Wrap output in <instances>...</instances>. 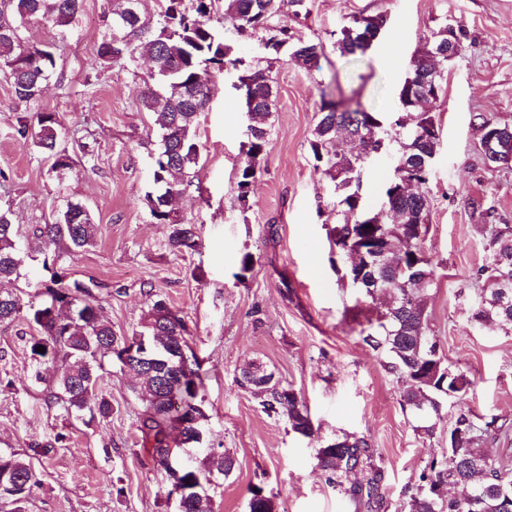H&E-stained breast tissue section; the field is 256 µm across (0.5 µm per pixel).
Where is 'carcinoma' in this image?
Returning a JSON list of instances; mask_svg holds the SVG:
<instances>
[{"label": "carcinoma", "mask_w": 512, "mask_h": 512, "mask_svg": "<svg viewBox=\"0 0 512 512\" xmlns=\"http://www.w3.org/2000/svg\"><path fill=\"white\" fill-rule=\"evenodd\" d=\"M83 0H3L0 3V67L8 70L14 96L21 102L37 99L43 85L56 70L50 48L30 46L20 29L40 23L64 29L82 8ZM305 0H224L221 20L234 23L238 35L250 40L254 58L270 59L285 47H292L291 58L304 69H320L324 55L322 42L294 39L287 26H274L272 20L287 6L299 16ZM136 0H112V18L124 35L117 39L104 34L97 49L100 66L122 67L146 55L152 61L151 79L158 86L145 85L142 110L151 117L160 133L152 157L153 188L144 197L153 223L164 226L166 244L175 255L191 253L199 246L194 224L178 219L172 202L192 183L199 159L197 126L199 116L210 100L209 75L212 69L241 72L236 89L252 91L255 112L251 116L247 150L236 172L238 199L247 201L251 187L262 170L268 145L267 120L275 105L272 80L266 71L255 69L246 57L235 52L224 39V31L212 24L215 0H165L156 22L133 13ZM385 13L355 16L343 26L336 39L342 56L365 53L387 27ZM448 48V27L432 33L410 63V70L398 90V111L390 127L394 135L379 126L385 118L376 112L345 107L325 101L310 140L316 166L323 167L334 182L336 224L328 232L332 246V265L349 283L361 273L379 280L378 291L387 298V306L376 322L359 331L361 341L384 357L386 370L404 380L403 409L420 422L418 429L431 435L443 419L446 401L460 399L472 388V381L452 365L445 364L428 348H437L429 335L428 291L434 285L435 267L423 243L414 234L417 214L430 211L424 191L432 177V168L423 161L437 152L439 135L433 108L439 101L422 78L436 70H445L448 62L459 57L463 45L457 41L454 54L441 55ZM62 124L55 112H37L34 121H23L17 133L31 139L38 151L55 157L51 171L61 176L70 171L73 158L61 148ZM348 137L357 140L368 154L377 148L390 150L398 145L397 159L409 167L395 169L381 190L386 212L381 223L366 228L363 222V197L360 175L364 163L360 154H348L337 143ZM485 263L477 270L483 289L472 321L480 327L512 325V304L503 308V292L496 279L497 253L512 251V225H485ZM98 224L80 201H69L52 224H35L20 236L12 224L10 210L0 209V281L17 278L24 257L43 256V267L52 271L50 283L27 303L0 290V323L12 322L27 313L42 335L31 339L35 377L49 383V402L79 418L107 419L112 402L102 396L91 400L97 391L99 371L106 358L126 362L112 353L117 332L104 316L101 300L93 289L66 281L63 258L94 244ZM188 324L180 312L166 300L156 299L144 317L142 331L123 336L122 341L143 339L148 359L134 365V375L143 388L147 406L138 429L152 447L153 462L165 468L169 481L183 489L180 512H214L206 486L214 473L229 475L235 467L234 455L224 450L210 452L202 465L178 470L166 467L176 458L177 447L194 448L199 443L206 419L202 409L205 376L195 354L180 357L189 350ZM39 346L45 352L36 351ZM68 361L59 376H49L58 360ZM238 386L250 393L262 411L284 420L291 431L310 440H318L310 412L303 398L275 376L263 364L253 362L236 377ZM496 418L477 425L469 412L459 411L448 428V448L441 459H434L420 475L422 485L410 495V512H505L512 507V467L490 457L479 448L482 437L492 430ZM316 468L328 481L345 487L355 501L368 512H379L383 505L381 487L384 473L376 465L367 439L343 434L332 440H319ZM40 484L32 456L15 451L0 452V512H25L33 488ZM249 512H274L271 498L262 489L252 491Z\"/></svg>", "instance_id": "obj_1"}]
</instances>
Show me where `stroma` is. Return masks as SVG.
<instances>
[{"instance_id":"1","label":"stroma","mask_w":512,"mask_h":512,"mask_svg":"<svg viewBox=\"0 0 512 512\" xmlns=\"http://www.w3.org/2000/svg\"><path fill=\"white\" fill-rule=\"evenodd\" d=\"M308 15L278 16L296 36L322 40L321 68L307 71L282 50L268 66L277 91L262 171L247 202L237 198L235 166L246 150L248 117L237 75L211 72L210 103L197 131L196 177L177 206L196 224L199 247L180 257L142 203L151 190L147 143L158 140L140 104L147 61L104 68L94 58L111 19L112 0H83L66 32L30 25V44H50L56 77L35 101H17L0 70V208L13 224L53 223L79 200L99 226L96 243L71 258L69 280L100 284L114 330L139 329L152 297L185 317L191 349L205 375V448L233 451L236 465L213 492L215 512H248L249 490L263 488L274 512H360L342 488L314 467L315 443L262 412L235 377L259 362L305 399L321 439L342 433L367 438L384 471L383 512H409V496L447 433L413 429L401 405L404 384L362 344L356 322L383 305L340 281L330 263L327 231L336 222L333 183L314 167L309 142L323 99L358 103L388 114L412 56L433 31L450 24L465 50L447 68L435 110L440 134L429 183L430 229L424 249L436 267L428 323L446 363L473 382L460 409L477 423L494 419L502 433L481 445L512 465V327L471 320L481 283L483 226L512 224V167L488 170L471 123L481 112L512 123V0H307ZM387 13V29L364 55L343 57L336 34L351 16ZM54 112L63 146L76 165L57 181L19 120ZM482 202L483 210L472 208ZM251 253L246 282L235 274ZM39 328L25 319L0 323V449L33 454L41 483L27 512H176L170 483L151 459L138 418L145 409L135 380L104 361L100 391L112 415L86 423L47 406V384L34 383L29 341ZM45 446L34 454V446Z\"/></svg>"}]
</instances>
